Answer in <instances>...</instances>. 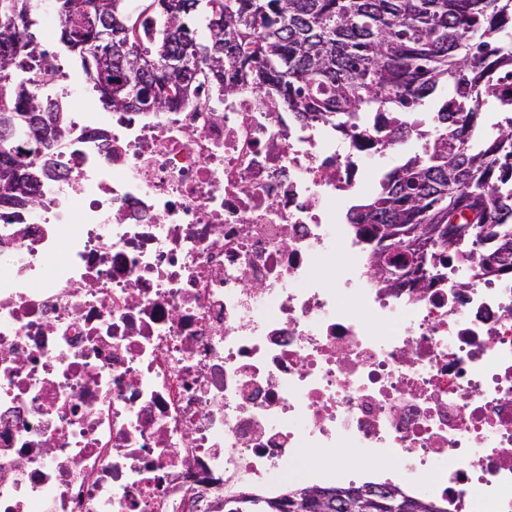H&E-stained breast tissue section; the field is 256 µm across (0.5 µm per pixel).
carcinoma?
<instances>
[{"label": "carcinoma", "instance_id": "1", "mask_svg": "<svg viewBox=\"0 0 512 512\" xmlns=\"http://www.w3.org/2000/svg\"><path fill=\"white\" fill-rule=\"evenodd\" d=\"M60 42L80 59L92 89L114 111L168 109L170 69H135L137 57L168 58L181 70L206 69L219 94L240 82L271 91L302 115L356 127L363 113L394 117L437 99L458 102L455 123L423 156L385 174L350 223L380 254L381 228L449 224L470 215L453 248L437 237L426 268L467 265L473 250L494 241L498 270H512V117L476 132L481 107L495 99L492 74L512 76V0H146L140 23L126 0H55ZM171 19V34L161 22ZM30 0H0V203L21 208L36 194L53 162L32 167L11 144L21 138L46 149L62 131L63 113L39 98L21 60L45 57L32 32ZM391 487L328 488L312 512H361L358 498ZM402 512H444L397 494ZM274 497L234 500L241 512H276Z\"/></svg>", "mask_w": 512, "mask_h": 512}]
</instances>
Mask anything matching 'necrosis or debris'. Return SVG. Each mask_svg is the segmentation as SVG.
Instances as JSON below:
<instances>
[{
  "label": "necrosis or debris",
  "mask_w": 512,
  "mask_h": 512,
  "mask_svg": "<svg viewBox=\"0 0 512 512\" xmlns=\"http://www.w3.org/2000/svg\"><path fill=\"white\" fill-rule=\"evenodd\" d=\"M454 109L398 140L247 83L71 113L40 204L0 205V512H222L327 482L512 512V272L388 288L346 235L348 199Z\"/></svg>",
  "instance_id": "1"
}]
</instances>
